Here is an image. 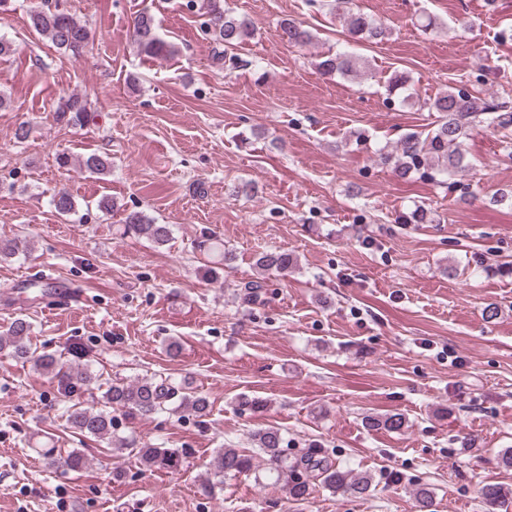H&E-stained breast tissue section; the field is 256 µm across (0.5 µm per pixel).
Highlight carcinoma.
<instances>
[{"label": "carcinoma", "mask_w": 512, "mask_h": 512, "mask_svg": "<svg viewBox=\"0 0 512 512\" xmlns=\"http://www.w3.org/2000/svg\"><path fill=\"white\" fill-rule=\"evenodd\" d=\"M329 13L342 22L348 36L355 42L378 44L388 36V30L372 17L354 9V0H330L326 3ZM200 9L207 16L205 26L216 43L225 48H234L254 37L252 23L246 18H237L224 8L222 0H202ZM30 27L39 35L49 39L57 48L73 55L81 54L93 41L90 29L71 13L58 8L35 10L29 15ZM279 36L290 44L305 46L313 41L312 33L301 24L288 20L279 26ZM131 37L138 48L151 55L171 51V47L158 35L153 17L147 12L139 13L132 26ZM365 61L356 54L338 52L327 55L318 68L325 75L358 78L365 75ZM388 96L402 100L405 104L418 105L430 112L438 113V119L427 132H409L392 145L375 150L377 161L387 167L398 178L416 176L440 187L458 183L457 177L471 169L466 152V141L471 131L484 124L499 132L506 143V157L512 160V103L484 90L470 92L451 87L434 98L420 99L412 89L409 77L396 71L389 78ZM56 119L69 126L85 127L94 122L96 114L87 98L79 93L61 96L55 106ZM81 166L92 174L109 172L108 158L90 153L81 159ZM57 214L69 217L75 213V201L65 190L57 191L52 199ZM432 212L423 204L398 216L400 224H430ZM124 236L144 237L158 246L166 245L172 236V225L156 224L142 211H131L124 218ZM197 249L212 256L205 276L216 279L219 269L234 260L232 251L224 243L210 236L197 242ZM255 265L260 277L248 281L241 287L239 298L251 305L264 301L267 276L283 274L297 266L296 258L285 251L263 252ZM31 324L24 316H16L0 335V351L13 350L19 358L32 361L33 368L50 375L57 383L59 401L64 405L66 423L74 432L107 441L111 455L123 456L133 450L140 464L151 471L177 472L184 463V456L174 448L137 446L136 442L114 433L113 413L119 412L131 418H149L164 413L188 412L198 418L207 415L209 401L197 392H184L171 377L145 376L134 381L107 380L88 369L65 370L60 358L54 353H39L31 349L29 335ZM101 391L98 406L85 407L73 397L81 392ZM365 427L370 430L399 432L407 427L406 417L401 413L367 415ZM252 441L263 454L265 478L280 486L296 501L307 499L313 490V481L331 493L346 496H364L374 491L371 473L356 472L333 464L330 454L322 448H311L299 457L288 458L283 450L285 434L279 427L258 429ZM47 465L62 471H82L89 465L84 451L73 449L66 454L47 453ZM256 468L254 456L238 448H218L210 461L209 485L215 486L226 475L247 474ZM480 495L487 512H495L502 504L512 499V490L499 484L482 486ZM417 512H432L433 492L427 487L413 490Z\"/></svg>", "instance_id": "cac0c4a2"}]
</instances>
